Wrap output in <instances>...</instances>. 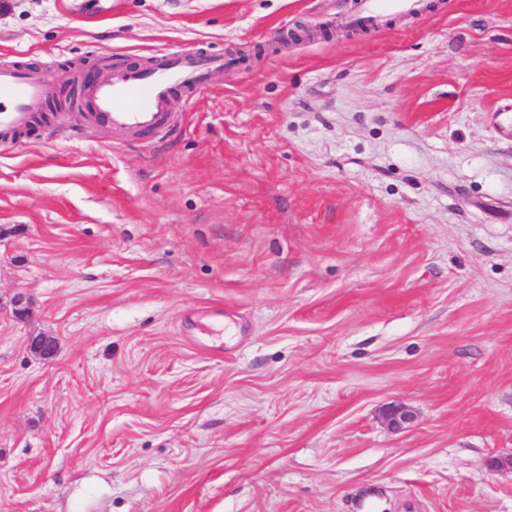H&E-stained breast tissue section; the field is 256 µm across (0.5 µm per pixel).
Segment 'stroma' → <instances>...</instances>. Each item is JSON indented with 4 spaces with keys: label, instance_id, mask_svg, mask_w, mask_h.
<instances>
[{
    "label": "stroma",
    "instance_id": "stroma-1",
    "mask_svg": "<svg viewBox=\"0 0 512 512\" xmlns=\"http://www.w3.org/2000/svg\"><path fill=\"white\" fill-rule=\"evenodd\" d=\"M358 6L0 0L53 87L233 62L0 140V512H512V0ZM422 7V0H361L355 22L378 28L379 20L386 15L414 16ZM226 65L224 57L196 53L157 57L151 67L113 72L88 89L92 118L119 132L163 130L173 91L202 90L210 72ZM383 419L388 428L397 431L406 424L413 421L415 414L413 410L404 403H394L383 409Z\"/></svg>",
    "mask_w": 512,
    "mask_h": 512
}]
</instances>
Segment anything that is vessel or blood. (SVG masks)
I'll list each match as a JSON object with an SVG mask.
<instances>
[{
	"mask_svg": "<svg viewBox=\"0 0 512 512\" xmlns=\"http://www.w3.org/2000/svg\"><path fill=\"white\" fill-rule=\"evenodd\" d=\"M422 7V0H361L356 21L374 26L384 16H414ZM224 66L221 57L197 53L158 57L151 67L112 73L88 90L92 118L119 132L164 129L173 91L204 89L210 72ZM49 94V86L34 70L0 67V138L14 139L42 109Z\"/></svg>",
	"mask_w": 512,
	"mask_h": 512,
	"instance_id": "b4317fda",
	"label": "vessel or blood"
}]
</instances>
